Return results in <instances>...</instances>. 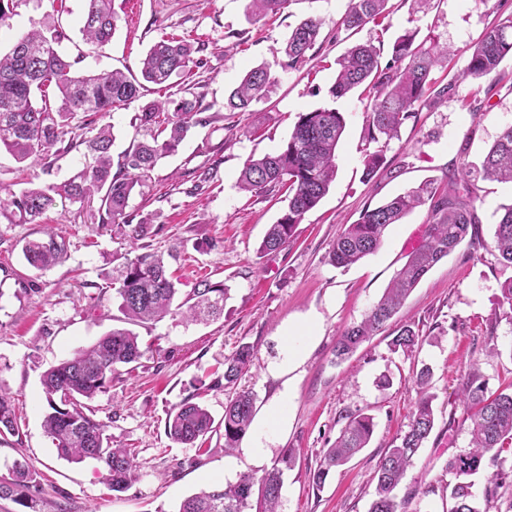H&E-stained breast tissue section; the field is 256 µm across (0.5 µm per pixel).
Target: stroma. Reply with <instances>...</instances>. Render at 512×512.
Segmentation results:
<instances>
[{"instance_id":"35a3bbf8","label":"stroma","mask_w":512,"mask_h":512,"mask_svg":"<svg viewBox=\"0 0 512 512\" xmlns=\"http://www.w3.org/2000/svg\"><path fill=\"white\" fill-rule=\"evenodd\" d=\"M502 1L512 11V0H432L424 11L392 0L394 11L379 24L315 45L312 59L293 70L280 52L292 29L309 17L335 21L347 0H292L266 18L249 16L247 0H114L115 34L96 51L80 32L83 0H20L9 24L0 27V51L8 52L24 32L56 28L63 33L58 50L78 74L119 69L139 76L146 50L165 35L206 43L203 67L184 85L186 97L199 98L208 122L190 127L178 151L160 160L128 211L136 221L161 212L160 225L145 243L163 255L179 249L169 271L182 292L207 277L228 285L231 297L213 322L174 316L137 327L143 357L91 400L113 447L135 453V480L115 492L105 482L103 462L58 457L42 425L41 376L117 326L118 301L109 283L132 248L128 228L96 230L89 209L61 197L40 223L0 224V392L10 397L18 426L17 434L0 437V481L11 479L14 462L27 463L36 474L30 493L40 512H177L199 489L236 482L243 474L261 478L290 453L295 462L284 472L278 512H368L376 465L414 412L421 397L414 374L426 365L432 370L435 425L397 494L405 512H448L447 464L470 442L465 382L475 374L491 392L512 385V324L502 303L512 267L500 264L492 247L501 208L512 203V183L479 182L477 238L438 262L386 327L343 360L335 352L339 336L361 321L404 265L421 239L428 209L418 207L388 226L381 247L350 267L334 266L329 253L366 206L426 181L447 187L464 161L477 160L512 125V60L502 63L507 86L490 97L488 79L464 74L472 46L495 21ZM407 30L451 50L447 71L434 76L453 89L441 104L423 108L404 124L398 138L367 141L365 96L357 90L339 99L329 94L336 60L351 44H389ZM259 65L275 79L268 95L244 112L225 109V97ZM319 107L345 117L336 179L288 246L263 253L262 239L284 204L242 191L239 174L248 158L280 150L299 113ZM376 150L384 155V167L364 180V157ZM213 163L216 175L203 191L193 192L200 168ZM45 224L69 247L64 262L41 273L26 264L21 248ZM312 315L317 323L303 362L289 376L277 375L289 326ZM405 322L422 336L408 354L389 346L393 330ZM242 344L253 347L254 357L236 390L255 396V421L280 408L285 423L261 438L247 432L229 453L220 429L202 452L173 442L165 432L166 414L185 399L222 419L228 393L216 379L225 357ZM358 412L373 418L369 445L332 471L323 489H314L310 474L324 449ZM258 442L265 448L260 458L250 452Z\"/></svg>"}]
</instances>
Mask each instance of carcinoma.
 I'll return each instance as SVG.
<instances>
[{"label": "carcinoma", "mask_w": 512, "mask_h": 512, "mask_svg": "<svg viewBox=\"0 0 512 512\" xmlns=\"http://www.w3.org/2000/svg\"><path fill=\"white\" fill-rule=\"evenodd\" d=\"M86 44L97 47L109 42L115 33L114 0H84ZM289 0H249L248 10L258 16L275 15ZM388 0H348L342 16L333 23L337 37L343 31L358 29L375 21L386 11ZM325 21L308 18L288 36L283 52L290 69L310 59L309 51L317 42ZM61 33L30 31L21 35L9 53L0 56V149L20 162L31 161L49 171L74 148L83 145L91 162L62 184L30 182L18 192L3 189L0 219L9 224H34L58 195L80 206L94 207L97 226H131L128 236L135 243L151 236L154 217L146 216L130 224L126 214L135 188L142 186L157 162L175 152L185 137L189 123H207L199 117V102L186 97L165 102H148L135 116L136 134L145 138L123 152L113 164L112 125L96 126L113 108L143 97V83L166 87L175 77L203 66L205 46L185 38L163 36L147 50L141 62V79L130 78L120 70L106 75H71L72 64L58 52ZM417 33L407 31L391 47V58L381 63V48L372 43L354 44L336 60V76L330 93L341 98L361 88L369 100L367 140L398 136L401 126L425 106L436 105L452 90V85L435 86L433 70L448 58V49L435 43L416 41ZM512 58V12L499 18L472 48L465 69L468 77L479 79L498 73L502 62ZM270 72L258 66L246 73L227 100V107L246 111L273 84ZM55 85L60 105H47L46 93ZM173 109L167 138L161 140L160 113ZM89 129L93 135L75 140L73 128ZM345 129L343 113L334 108H317L298 114L297 121L281 150L273 155L250 158L239 175V187L256 195L274 191L284 193L287 207L276 223L268 228L260 250L274 253L286 246L294 228L305 214L315 208L336 179V148ZM384 156L376 151L366 155L364 173L373 178L382 168ZM117 171H112V166ZM512 181V126L497 137L481 161L466 162L445 192L424 184L376 205L366 206L359 220L347 225L330 251L331 262L338 267L351 266L376 252L384 232L397 224L414 208L428 205V219L421 242L407 255L381 299L358 323L348 327L336 343V357L355 352L379 332L401 308L410 292L429 270L452 253L469 236H475L479 223L474 190L476 179ZM494 249L500 261L512 267V204L503 207L496 223ZM136 254L125 257L112 290L118 309L128 324L156 322L167 316H181L191 322L214 320L224 312L229 288L222 281L205 277L180 297V288L167 274L161 256L134 247ZM68 252L66 240L52 229L28 239L22 246L26 263L44 272L61 263ZM419 343V332L411 324L402 325L393 336L392 350L408 353ZM143 355L139 336L128 328H114L89 348L50 368L42 375L48 410L43 426L60 457L81 462L86 458L105 465V482L114 492L128 488L137 463L126 448L112 447L106 435L107 425L87 413L83 400H91L106 390L120 374L119 367L137 362ZM253 347L241 345L224 358V387L236 384L242 371L252 362ZM464 399L475 411L470 419V447L450 461L448 470L455 477L449 512H478L472 502V483L485 463L497 467L494 489L505 487L504 470L512 448V392L487 394L478 378L469 379L462 389ZM255 412V398L249 392H237L224 406V448L236 447L249 429ZM215 419L209 410L188 400L172 408L165 421L168 437L181 444L195 442L212 431ZM434 426L432 397L423 395L399 441L379 459L373 476L374 498L368 512H404L397 489L413 459L423 448ZM371 417H350L345 429L312 476L321 489L331 469L348 463L371 440ZM18 432L16 416L8 396L0 394V435ZM292 455L282 458L284 468L275 467L260 480L250 475L225 486L202 489L186 497L177 512H245L252 497H257L260 512H277L283 485V469L290 468ZM34 481V473L21 462L13 466V479L0 483V499H10L28 512H39L38 503L25 493Z\"/></svg>", "instance_id": "cac0c4a2"}]
</instances>
